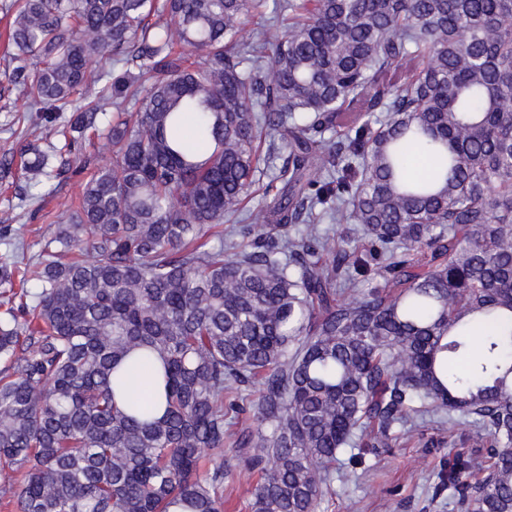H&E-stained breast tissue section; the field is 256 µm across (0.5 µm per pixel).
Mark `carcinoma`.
<instances>
[{"label":"carcinoma","instance_id":"obj_1","mask_svg":"<svg viewBox=\"0 0 512 512\" xmlns=\"http://www.w3.org/2000/svg\"><path fill=\"white\" fill-rule=\"evenodd\" d=\"M266 8L5 6V75L42 113L36 139L112 145L38 291L0 265L15 512H224V462L203 469L198 449L228 444L260 474L250 512H319L345 464L420 440L426 416L460 445L439 475L454 506L512 512V0ZM18 139L0 169L18 154L47 183L51 154ZM264 167L272 200L224 237ZM326 222L364 244L335 247Z\"/></svg>","mask_w":512,"mask_h":512}]
</instances>
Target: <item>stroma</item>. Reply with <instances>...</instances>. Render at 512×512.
I'll use <instances>...</instances> for the list:
<instances>
[{
	"instance_id": "obj_1",
	"label": "stroma",
	"mask_w": 512,
	"mask_h": 512,
	"mask_svg": "<svg viewBox=\"0 0 512 512\" xmlns=\"http://www.w3.org/2000/svg\"><path fill=\"white\" fill-rule=\"evenodd\" d=\"M0 59V152L11 148L20 122L36 125L39 113L30 111L4 75ZM60 174L47 188L29 189L19 199L14 187L18 174L0 175V225L10 226L12 243L0 239V262L36 264L52 237L55 224L67 216L91 172L81 169L74 154L63 153ZM448 458L444 448L410 444L376 451L374 468L357 472L349 481H335V493L325 499L320 512H451L447 493H436L438 474ZM250 480L239 449L224 451V512H249Z\"/></svg>"
}]
</instances>
